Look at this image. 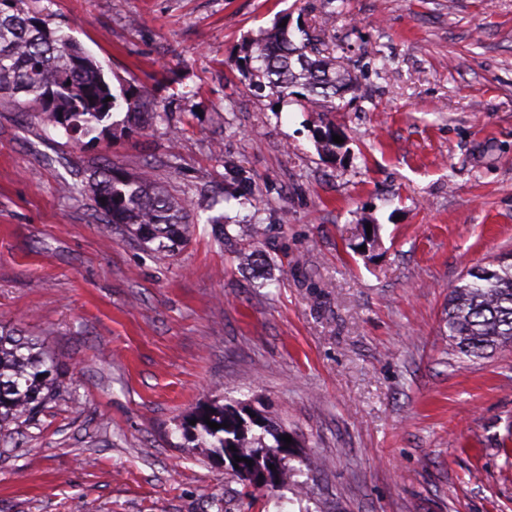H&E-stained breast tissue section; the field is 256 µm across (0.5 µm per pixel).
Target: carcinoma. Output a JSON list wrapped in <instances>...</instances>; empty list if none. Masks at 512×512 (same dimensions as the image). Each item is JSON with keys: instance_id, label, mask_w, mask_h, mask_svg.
Instances as JSON below:
<instances>
[{"instance_id": "obj_1", "label": "carcinoma", "mask_w": 512, "mask_h": 512, "mask_svg": "<svg viewBox=\"0 0 512 512\" xmlns=\"http://www.w3.org/2000/svg\"><path fill=\"white\" fill-rule=\"evenodd\" d=\"M298 30V40L278 23L266 30L248 44L241 71L278 99L299 96L334 112L337 97L356 91L354 79L323 49L321 38L301 26ZM5 94L19 105L22 97L38 105L42 122L92 141L110 130L136 131L160 114L159 103L144 89L128 87L115 94L101 66L74 38L18 8L17 0H0V96ZM120 107L124 117L116 122L112 116ZM335 134L331 124L318 134L328 158L336 157ZM60 190L88 199L100 223L156 244L155 251L164 257L191 234L187 201L174 195L150 165L129 175L109 159L94 161L73 181H62ZM444 325L449 345L462 359L484 358L512 346V253L470 270L452 286ZM66 396L63 372L39 343L0 333L1 448L11 444L12 426L37 424L50 401ZM191 419L195 424L187 421L184 429L195 447L210 448L217 456L247 458L255 472L271 464L284 469L289 450L282 436L288 430L260 411L242 403L213 404ZM208 420L221 428H210Z\"/></svg>"}]
</instances>
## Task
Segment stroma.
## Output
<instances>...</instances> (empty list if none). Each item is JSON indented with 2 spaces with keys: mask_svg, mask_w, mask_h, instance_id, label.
Segmentation results:
<instances>
[{
  "mask_svg": "<svg viewBox=\"0 0 512 512\" xmlns=\"http://www.w3.org/2000/svg\"><path fill=\"white\" fill-rule=\"evenodd\" d=\"M18 5L163 115L89 142L0 102V331L38 341L71 392L0 447V512H512V348L460 362L442 322L452 285L512 252V0ZM326 15L360 87L340 110L243 76L275 21ZM57 155L155 162L197 214L223 189L233 237L199 223L160 259L59 193ZM256 248L268 265L241 266ZM214 401L325 467L250 493L183 436Z\"/></svg>",
  "mask_w": 512,
  "mask_h": 512,
  "instance_id": "35a3bbf8",
  "label": "stroma"
}]
</instances>
